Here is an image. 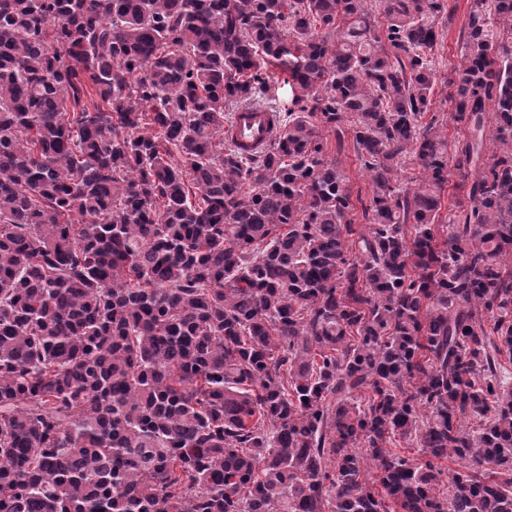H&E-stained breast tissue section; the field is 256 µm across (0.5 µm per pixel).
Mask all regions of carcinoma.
Returning <instances> with one entry per match:
<instances>
[{
    "mask_svg": "<svg viewBox=\"0 0 512 512\" xmlns=\"http://www.w3.org/2000/svg\"><path fill=\"white\" fill-rule=\"evenodd\" d=\"M453 18L0 0V512H512V0H471L451 143ZM455 9V19L446 28L441 45L435 49V68L440 79L455 77L454 70L461 65L459 34L468 22L470 0H451ZM273 130V122L269 112L245 109L235 114L230 136L242 152L248 153L269 142ZM328 140L324 157L328 160L335 159L346 177V185L350 189L353 201L359 196L365 203L371 195L372 186L369 178L360 169L359 162L355 156L353 140L350 133L344 135L341 149L337 145L334 133H323Z\"/></svg>",
    "mask_w": 512,
    "mask_h": 512,
    "instance_id": "obj_1",
    "label": "carcinoma"
}]
</instances>
